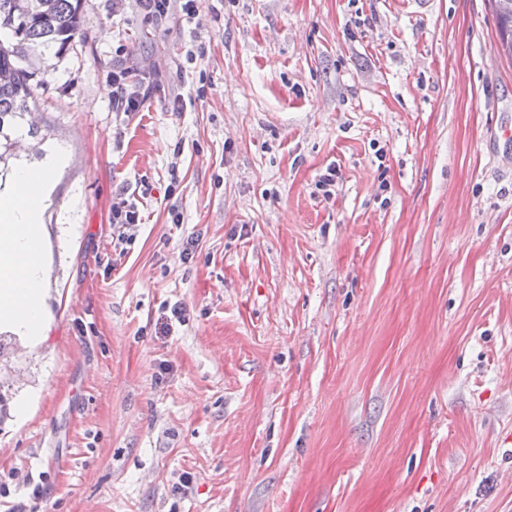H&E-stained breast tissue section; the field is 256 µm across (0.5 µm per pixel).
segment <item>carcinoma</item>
I'll list each match as a JSON object with an SVG mask.
<instances>
[{"label":"carcinoma","mask_w":512,"mask_h":512,"mask_svg":"<svg viewBox=\"0 0 512 512\" xmlns=\"http://www.w3.org/2000/svg\"><path fill=\"white\" fill-rule=\"evenodd\" d=\"M501 44L512 59V0H493ZM82 0H0V163L7 161L34 103L41 65L68 50L81 31Z\"/></svg>","instance_id":"carcinoma-1"}]
</instances>
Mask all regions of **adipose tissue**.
<instances>
[{"label":"adipose tissue","instance_id":"ef3b65f1","mask_svg":"<svg viewBox=\"0 0 512 512\" xmlns=\"http://www.w3.org/2000/svg\"><path fill=\"white\" fill-rule=\"evenodd\" d=\"M52 173L22 168L0 182V331L35 353L45 340L47 253L41 224Z\"/></svg>","mask_w":512,"mask_h":512}]
</instances>
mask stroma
<instances>
[{
  "label": "stroma",
  "instance_id": "obj_1",
  "mask_svg": "<svg viewBox=\"0 0 512 512\" xmlns=\"http://www.w3.org/2000/svg\"><path fill=\"white\" fill-rule=\"evenodd\" d=\"M198 9L82 0L40 77L41 152L9 166L66 161L48 340L0 338V512H512L492 0ZM116 65L138 111L112 108Z\"/></svg>",
  "mask_w": 512,
  "mask_h": 512
}]
</instances>
